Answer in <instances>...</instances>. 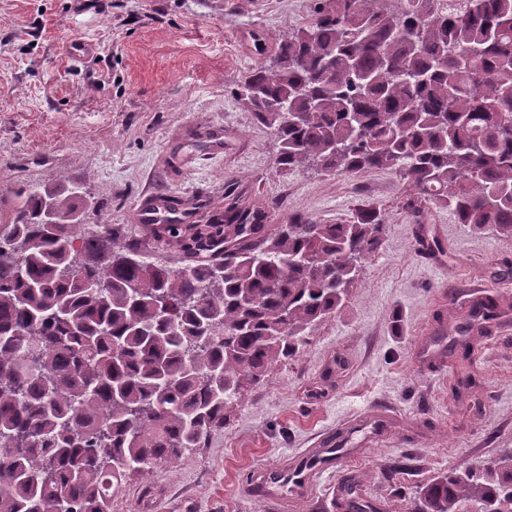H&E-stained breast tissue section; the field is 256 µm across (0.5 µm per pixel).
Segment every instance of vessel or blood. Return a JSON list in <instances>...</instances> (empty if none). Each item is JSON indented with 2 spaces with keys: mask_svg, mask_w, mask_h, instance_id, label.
I'll use <instances>...</instances> for the list:
<instances>
[{
  "mask_svg": "<svg viewBox=\"0 0 512 512\" xmlns=\"http://www.w3.org/2000/svg\"><path fill=\"white\" fill-rule=\"evenodd\" d=\"M337 458L336 449L318 448L294 464L283 463L251 471L245 482L261 483L271 512H290L295 501L311 495L316 476L331 469Z\"/></svg>",
  "mask_w": 512,
  "mask_h": 512,
  "instance_id": "1",
  "label": "vessel or blood"
}]
</instances>
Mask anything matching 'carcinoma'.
Instances as JSON below:
<instances>
[{"mask_svg":"<svg viewBox=\"0 0 512 512\" xmlns=\"http://www.w3.org/2000/svg\"><path fill=\"white\" fill-rule=\"evenodd\" d=\"M242 77L235 99L277 143L283 169H378L409 186L405 210L512 237V0H317ZM0 198V512H112L127 479L151 478L294 357L347 300L384 219H288L260 198L164 241L184 268L94 231L74 187ZM57 223L48 224L46 208ZM505 314L486 298L448 328L445 352ZM346 512H381L344 480ZM512 512V448L426 484L409 512Z\"/></svg>","mask_w":512,"mask_h":512,"instance_id":"cac0c4a2","label":"carcinoma"}]
</instances>
